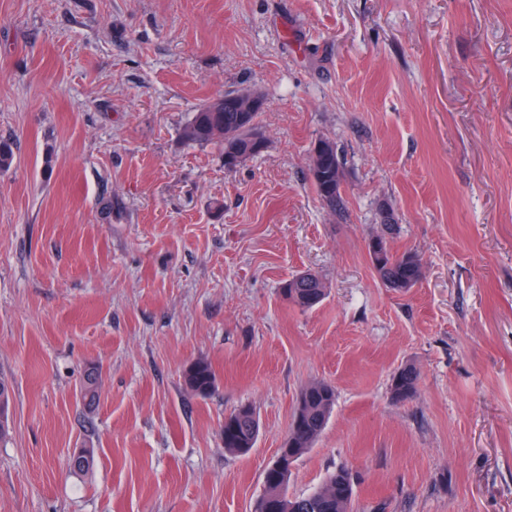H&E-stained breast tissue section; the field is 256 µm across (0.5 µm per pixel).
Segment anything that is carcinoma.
Segmentation results:
<instances>
[{
  "mask_svg": "<svg viewBox=\"0 0 512 512\" xmlns=\"http://www.w3.org/2000/svg\"><path fill=\"white\" fill-rule=\"evenodd\" d=\"M259 113H244L229 107L211 109V103L203 104L181 130L184 143L206 144L221 138L224 146V168L234 170L239 167L237 157L244 155L251 159L261 151L254 147V131L259 129ZM313 184L322 203L330 210L342 209L344 199V163L339 153L328 156L320 154L316 165L311 167ZM381 223L385 233L379 235V254H369L374 269L383 284L397 292L413 288L423 277V264L420 256L411 251L398 253L390 248L386 235L395 230L393 214L388 213ZM288 288L286 299L301 310H310L320 304L326 296L327 286L316 275L304 281L295 275L282 283ZM419 372L411 365L400 368L393 376L391 392L393 399L403 401L415 391ZM184 382L189 390L199 396L209 395L215 387V374L211 365L204 361L194 362L184 373ZM14 399L12 383L0 376V440L10 433V410ZM335 392L331 385L313 382L302 388L297 396L291 418L297 421L293 429H288L280 452L290 464L309 451L323 432L332 414ZM259 432L258 421L253 408L241 405L224 418V448L246 454L254 448ZM95 462L91 448H76L68 458V467L77 474L89 472ZM291 467L280 473L277 482L264 483L261 499L270 504H283L281 512H351L353 482L348 469L340 467L324 478L314 491L302 497L287 494Z\"/></svg>",
  "mask_w": 512,
  "mask_h": 512,
  "instance_id": "cac0c4a2",
  "label": "carcinoma"
}]
</instances>
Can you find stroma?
<instances>
[{
  "mask_svg": "<svg viewBox=\"0 0 512 512\" xmlns=\"http://www.w3.org/2000/svg\"><path fill=\"white\" fill-rule=\"evenodd\" d=\"M243 88L267 147L229 171L180 130ZM0 141V512H252L316 381L336 403L290 496L344 467L353 512H512V0H0ZM386 207L406 293L368 255ZM305 271L328 294L304 312L280 287ZM330 156L320 154L316 166L310 167L316 193L322 203L331 211L341 210L344 205L342 185L344 181V163L336 149ZM392 212V208H389ZM393 212L382 216L381 223L385 230L378 235L379 257L376 253H368L371 263L386 288L397 292H406L413 288L423 277V264L420 256L411 251L398 253L390 248L385 233L393 234L395 225ZM378 253V254H379ZM376 254V255H375ZM376 263V265L374 264ZM184 382L191 392L207 396L215 387V374L208 362L198 360L185 371ZM419 372L411 365L401 367L393 376L391 392L393 399L403 401L411 397L415 391ZM14 399L12 383L0 376V440L10 433V410ZM259 432L255 412L250 405H241L224 419V448L246 454L254 448Z\"/></svg>",
  "mask_w": 512,
  "mask_h": 512,
  "instance_id": "stroma-1",
  "label": "stroma"
}]
</instances>
